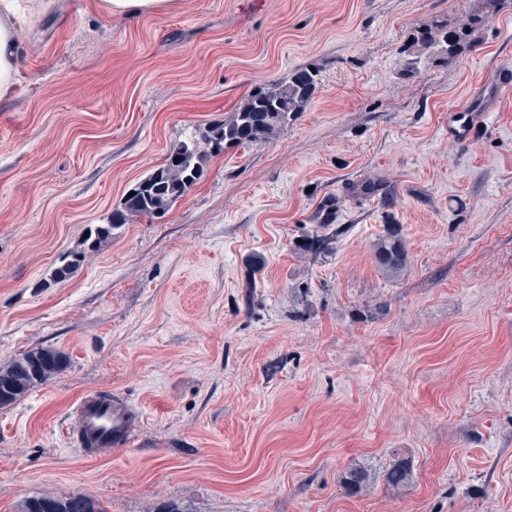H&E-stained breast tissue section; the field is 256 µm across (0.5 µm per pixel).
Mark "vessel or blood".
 I'll use <instances>...</instances> for the list:
<instances>
[{"mask_svg":"<svg viewBox=\"0 0 512 512\" xmlns=\"http://www.w3.org/2000/svg\"><path fill=\"white\" fill-rule=\"evenodd\" d=\"M512 88V73L500 72L493 81L482 82L476 88L468 107L448 113V137L460 144H470L484 128L504 90ZM141 419L126 398L104 399L86 395L72 410L69 432L78 448L104 443L113 448L124 447Z\"/></svg>","mask_w":512,"mask_h":512,"instance_id":"vessel-or-blood-1","label":"vessel or blood"}]
</instances>
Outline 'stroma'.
<instances>
[{"label": "stroma", "instance_id": "1", "mask_svg": "<svg viewBox=\"0 0 512 512\" xmlns=\"http://www.w3.org/2000/svg\"><path fill=\"white\" fill-rule=\"evenodd\" d=\"M46 2L0 100V367L38 348L68 365L0 408V512L47 493L105 512H512V90L477 142L448 138L449 110L512 70V0L457 60L413 70L412 32L483 0H179L135 21ZM309 67L319 87L276 139L211 154L168 213L54 282L179 140ZM391 224L396 277L374 252ZM319 231L330 249L300 252ZM90 393L143 416L128 446L73 448ZM352 467L369 475L353 495ZM377 261L391 275L401 273L409 263L406 243L395 226L391 227L376 246Z\"/></svg>", "mask_w": 512, "mask_h": 512}]
</instances>
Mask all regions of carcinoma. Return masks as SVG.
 I'll list each match as a JSON object with an SVG mask.
<instances>
[{"label":"carcinoma","instance_id":"cac0c4a2","mask_svg":"<svg viewBox=\"0 0 512 512\" xmlns=\"http://www.w3.org/2000/svg\"><path fill=\"white\" fill-rule=\"evenodd\" d=\"M499 0H484V12L471 14L453 27L436 25L418 32L412 47L420 54L441 47L445 59L455 60L472 44L473 32L493 15ZM319 84L318 73L300 70L286 78L263 84L231 112L224 123L198 129L179 141L158 168L141 177L132 187V196H124L120 207L105 224L89 229L72 259L55 270L54 278H69L83 251H94L111 239L123 225L141 218H153L167 212L200 180L208 151L225 145H244L270 141L299 113L305 111ZM331 238L312 236L300 243L303 251L314 255L329 249ZM377 261L391 275L401 273L409 263L406 243L395 226L376 246ZM67 367L66 357L56 349L42 348L23 355L0 368V406L15 403L33 387L45 383ZM22 512H106L100 503L83 495L57 496L46 494L25 502Z\"/></svg>","mask_w":512,"mask_h":512}]
</instances>
